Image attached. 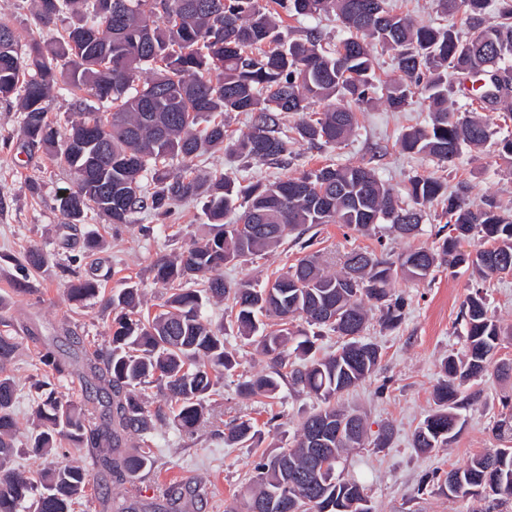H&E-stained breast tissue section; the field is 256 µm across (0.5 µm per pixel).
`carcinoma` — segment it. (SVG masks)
<instances>
[{"mask_svg":"<svg viewBox=\"0 0 512 512\" xmlns=\"http://www.w3.org/2000/svg\"><path fill=\"white\" fill-rule=\"evenodd\" d=\"M98 0H36V20L49 25L64 14L75 20L53 45L34 42L19 52V36L0 23V100H18L23 112L21 136L31 153L59 156L73 171V189L63 198L67 228L82 223L88 211L118 227L148 211L168 217L182 201L205 198L203 211L213 232L174 257L152 266L154 280L171 293L152 315L142 313L138 284L112 293L106 307L114 314L110 348L84 351L72 360L44 348L39 362L57 377L81 384L84 401L64 398L46 378L33 384L37 394L35 431L26 448L38 458L56 450L57 437L75 448H110L99 459L112 482L122 485L156 464L154 431L169 422L185 433L205 423L206 398L224 387L239 365L227 350L224 325L203 316L213 301H227L224 314L237 334L270 358L273 371L237 383L245 399H274L281 383L299 387L320 401L303 420L292 441L254 462V493L226 512H364L365 488L336 472L342 453L365 444L366 430L357 411L336 404L343 392L370 378L381 352L360 340L368 321L364 300L379 309L386 326L399 324L408 302L391 293L396 280L422 282L443 264L467 266L481 277L512 273V214L448 193L430 175L409 180L407 200L381 183L369 165L324 166L297 177L253 183L221 174L203 186L190 163L207 149L225 150L247 160L286 167L294 145L306 141L335 148L351 135L355 113L340 105L382 100L399 111L413 90L425 94L430 122L402 134L401 146L448 166L463 148L487 143L512 157V135H499L491 114L512 111V0H499L496 19L484 16L487 0H436L440 13L464 18L473 34L462 39L455 25H418L386 10L385 0H112V22L96 12ZM297 15L334 14L353 35L325 46L309 33L291 39L280 27L270 3ZM393 52L398 77L380 79L371 47ZM148 78H143V75ZM453 75L461 85L483 80L477 106L455 107ZM75 96L76 119L65 127L47 118L51 93ZM84 92L107 110L86 105ZM233 112L250 115L247 132L226 139L224 121ZM300 115L295 126L288 114ZM207 126L199 131L201 123ZM88 137L85 150L69 144ZM441 205L445 224L435 232V247H411L396 257L354 250L341 270L329 273L314 254L265 286L230 285L224 266L269 250L286 236L303 235L315 224H340L362 235L380 225L413 240L422 231L424 209ZM475 238L476 248L459 250ZM50 256L40 249L23 258L26 269L40 270ZM101 290L97 268L70 282L68 300L81 303ZM467 354L441 363L440 409L413 434L420 451L452 442L461 428L459 383L490 373L512 374V364L496 355L505 330L488 313L482 291L463 303ZM279 321L270 331L263 318ZM299 318L310 327L346 338L324 358L312 356L315 342L303 330L288 328ZM18 347L0 335V512H72L90 483L89 472L68 464L45 469L39 482L13 467L16 419L12 411L14 378L7 373ZM157 383L165 402L150 407L142 387ZM496 421V434L512 439V404ZM137 438L134 450L121 445ZM255 423H232L230 444L255 440ZM443 480L457 496L491 503L512 499V447L494 448L448 471Z\"/></svg>","mask_w":512,"mask_h":512,"instance_id":"1","label":"carcinoma"}]
</instances>
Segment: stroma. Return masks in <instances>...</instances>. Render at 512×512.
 <instances>
[{
    "mask_svg": "<svg viewBox=\"0 0 512 512\" xmlns=\"http://www.w3.org/2000/svg\"><path fill=\"white\" fill-rule=\"evenodd\" d=\"M280 21L283 31L293 38L310 30L335 42L349 35L333 15L284 14ZM0 22L16 31L23 52L32 42L52 41L65 26L61 20L47 26L39 24L34 18L33 0H0ZM355 112L357 126L348 141L322 150L298 143L288 168L248 163L225 151L210 150L195 159V172L202 179L219 171L267 182L325 165L367 163L383 183L399 192L412 176L431 175L445 181L449 190L463 191L473 203L489 201L512 211V159L498 156L493 147L463 149L450 168L429 156L402 151L399 139L403 131L426 125L429 120L423 92H415L402 112L390 111L379 100L356 107ZM20 122L16 104L0 101V254L19 258L28 249L38 248L51 256L48 266L38 271L26 272L20 266L0 262V334L16 337L18 342L10 372L17 385L13 409L18 423L16 444L21 447L33 430L31 383L43 374L38 362L43 345H55L69 356L80 344L91 350L108 344L112 312L102 299L74 304L66 296L70 277L64 268L79 254L83 238L92 236L102 243L97 258L103 290L122 287L129 279L136 281L146 310L154 313L166 297L164 286L153 279L154 261L178 255L204 237L209 227L200 205L193 202L179 205L159 230L154 227V217L146 212L133 215L130 224L116 229L92 210L84 223L77 225L73 239H65L61 194L72 188L74 175L55 156L42 151L27 153ZM146 225L153 227V234L143 233ZM313 241L312 248L306 250L300 241L286 238L273 250L225 267L224 279L231 284L242 279L266 283L273 273L296 263L310 250L320 255L327 271L335 272L341 268L343 254L351 249L381 248L394 256L407 247L406 241L395 235L385 234L379 241L338 224L314 227ZM474 281L471 270L464 267L438 270L423 282L395 281L394 291L409 302L402 322L387 328L373 318L362 335L363 341L378 345L381 361L376 372L342 400L364 414L369 437H376L388 426L393 436L390 447L348 451L337 469L364 486L375 512H488L487 501L450 497L437 483L423 487L419 480L432 472L444 474L460 467L486 449L502 447L493 426L503 410L504 398L512 397V378L492 374L464 383L461 391L469 395L470 402L462 411L464 424L456 439L428 453L412 445L415 428L437 408L434 392L442 379L441 359L463 355L466 350L460 309ZM75 336L80 339L76 345L71 342ZM380 386L385 389L381 395L376 392ZM316 406V399L288 385L282 386L273 400L243 399L237 396L233 380H225L221 395L209 401L211 424L192 434L171 426L158 429V462L148 474L135 483L115 485L93 473L74 512H103L101 498L105 495L118 502L133 496L150 507L161 502L163 491L173 484L195 491L190 512H224L225 504L247 492L252 461L261 453L276 452L281 439L293 437ZM272 411L279 415L274 427L267 423ZM235 418L255 421L261 431L258 444L230 445L218 435V427Z\"/></svg>",
    "mask_w": 512,
    "mask_h": 512,
    "instance_id": "1",
    "label": "stroma"
}]
</instances>
